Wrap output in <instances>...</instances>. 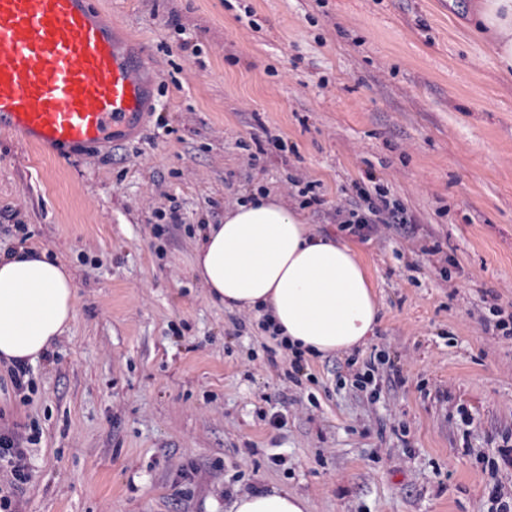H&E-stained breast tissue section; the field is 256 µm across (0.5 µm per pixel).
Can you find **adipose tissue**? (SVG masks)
<instances>
[{
	"mask_svg": "<svg viewBox=\"0 0 512 512\" xmlns=\"http://www.w3.org/2000/svg\"><path fill=\"white\" fill-rule=\"evenodd\" d=\"M468 19L503 73L512 72V0H471ZM192 272L227 309L270 318L289 350L309 357L366 344L381 309L368 271L348 243L316 234L303 212L254 188L206 225ZM76 286L46 252L0 255V361L31 363L46 355L75 317ZM230 512H310L306 498L271 488L238 495Z\"/></svg>",
	"mask_w": 512,
	"mask_h": 512,
	"instance_id": "obj_1",
	"label": "adipose tissue"
}]
</instances>
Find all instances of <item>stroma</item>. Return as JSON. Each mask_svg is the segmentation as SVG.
Here are the masks:
<instances>
[{
  "label": "stroma",
  "mask_w": 512,
  "mask_h": 512,
  "mask_svg": "<svg viewBox=\"0 0 512 512\" xmlns=\"http://www.w3.org/2000/svg\"><path fill=\"white\" fill-rule=\"evenodd\" d=\"M148 52L158 103L117 149L0 131V252L67 265L77 314L0 426L34 436L22 512H226L282 488L312 512H489L512 490V74L448 0H96ZM279 138L283 149L268 145ZM265 143L258 163L245 149ZM372 180L415 219L363 240L328 208ZM264 183L367 268L380 395L309 357L300 385L247 309L215 304L197 229ZM313 183L325 205L307 207ZM177 211L171 223L169 211Z\"/></svg>",
  "instance_id": "stroma-1"
}]
</instances>
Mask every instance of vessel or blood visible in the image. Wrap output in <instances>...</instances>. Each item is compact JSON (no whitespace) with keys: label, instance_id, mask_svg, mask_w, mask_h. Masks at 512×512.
<instances>
[{"label":"vessel or blood","instance_id":"1","mask_svg":"<svg viewBox=\"0 0 512 512\" xmlns=\"http://www.w3.org/2000/svg\"><path fill=\"white\" fill-rule=\"evenodd\" d=\"M144 56L95 0H0V129L51 150L125 142L155 100Z\"/></svg>","mask_w":512,"mask_h":512}]
</instances>
